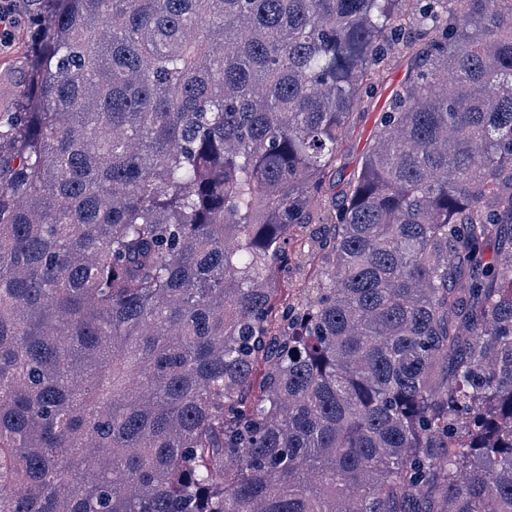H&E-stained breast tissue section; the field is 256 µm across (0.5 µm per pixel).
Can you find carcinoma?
Segmentation results:
<instances>
[{
	"label": "carcinoma",
	"instance_id": "cac0c4a2",
	"mask_svg": "<svg viewBox=\"0 0 512 512\" xmlns=\"http://www.w3.org/2000/svg\"><path fill=\"white\" fill-rule=\"evenodd\" d=\"M24 10L0 512H512V0ZM410 54H402L393 59L383 75L377 87V94L372 100L369 111L364 112L358 118L357 126L352 137L344 143L336 162V175L327 182L324 199L326 207L331 212L339 205L348 189V182L359 170L362 158L370 145L377 129L380 112L388 104L393 91L404 79L410 67Z\"/></svg>",
	"mask_w": 512,
	"mask_h": 512
}]
</instances>
